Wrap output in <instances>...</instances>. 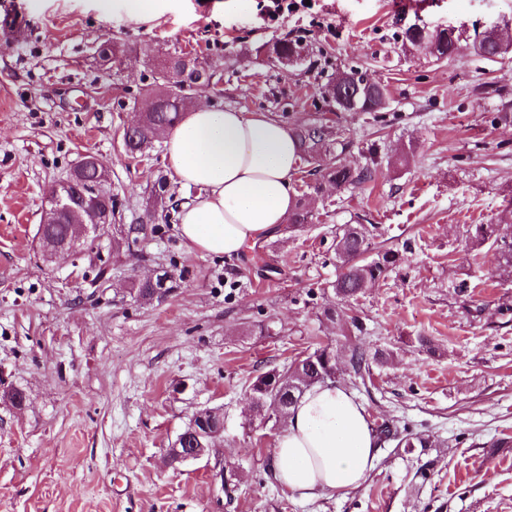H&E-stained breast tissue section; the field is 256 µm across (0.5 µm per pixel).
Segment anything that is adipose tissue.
Wrapping results in <instances>:
<instances>
[{
	"label": "adipose tissue",
	"mask_w": 512,
	"mask_h": 512,
	"mask_svg": "<svg viewBox=\"0 0 512 512\" xmlns=\"http://www.w3.org/2000/svg\"><path fill=\"white\" fill-rule=\"evenodd\" d=\"M175 0H99L103 10L142 24ZM165 159L186 186L204 194L185 204L179 233L195 253L227 259L285 224L294 206L298 149L287 124L263 112L192 105L163 133ZM378 438L370 417L343 384L309 389L290 410L270 474L285 491L312 499L359 488L373 470Z\"/></svg>",
	"instance_id": "adipose-tissue-1"
}]
</instances>
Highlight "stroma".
Segmentation results:
<instances>
[{
    "label": "stroma",
    "instance_id": "obj_1",
    "mask_svg": "<svg viewBox=\"0 0 512 512\" xmlns=\"http://www.w3.org/2000/svg\"><path fill=\"white\" fill-rule=\"evenodd\" d=\"M314 2L271 26L268 0H181L141 25L95 0H0V14L25 16L0 33V392L26 394L19 409L0 399V512H512V276L495 269L496 243L472 236L476 224L512 234V124L496 119L512 111V61L439 60L401 42L414 23L471 39L497 21L512 38V0ZM298 38L301 65L257 53ZM107 40L121 47L108 60ZM180 50L222 67L220 88L194 101L293 129L332 118L343 161H376V181L325 185L311 224L237 258L190 252L177 215L198 188L172 176L163 139L136 159L122 139L159 57ZM352 68L387 86V107L333 112L324 90ZM87 152L105 170L112 222L46 260V193ZM349 224L375 225L370 254L399 259L343 304L331 284ZM258 250L267 270L251 262ZM163 272L176 288L138 301L134 283ZM336 306L345 320H325ZM318 341L342 356L393 351L355 394L373 424L429 445L381 443L360 488L303 500L269 477L278 433L255 416L248 386ZM206 407L224 410L216 450L167 467L166 448Z\"/></svg>",
    "mask_w": 512,
    "mask_h": 512
}]
</instances>
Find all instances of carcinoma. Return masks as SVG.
Returning a JSON list of instances; mask_svg holds the SVG:
<instances>
[{
  "label": "carcinoma",
  "instance_id": "cac0c4a2",
  "mask_svg": "<svg viewBox=\"0 0 512 512\" xmlns=\"http://www.w3.org/2000/svg\"><path fill=\"white\" fill-rule=\"evenodd\" d=\"M462 32L453 27H434L412 24L402 32V44L415 50L436 46V59H448L461 53L465 46L461 44ZM473 51L490 62H499L505 59L506 54L497 50L492 41L491 32L484 31L472 42ZM304 52V45L299 40H279L265 48L268 60L276 63L291 61L299 58ZM174 60L165 56L157 66L156 78L152 92L163 96L161 106L154 112L147 114L145 119L135 128L123 132L125 151L131 157L143 154L152 146L157 131L162 127L173 126L180 118L189 100L187 91L176 80L172 79ZM300 151V158L307 162H316L314 167L317 178L303 181L304 190L295 200L293 210L288 216L291 228H302L311 223L313 215L307 208L306 197L312 193H319L322 184L331 183L336 188L355 187L368 183L375 178L377 164L372 162L362 169H352L342 163L323 165L320 160L324 156L335 154V147L346 148L342 140L330 139L331 131L323 124L303 126L294 130ZM101 172L92 162H86L80 167L78 186L87 187L99 183ZM41 239L57 243H72L73 224L67 218L60 219L54 224H44L40 228ZM373 230L364 224L348 225L338 236L337 251L341 260L336 280L332 288L336 297L343 302L357 297L364 288L383 278L390 268L397 262V254L392 250L379 252L372 258L365 257L368 237ZM166 281V286L158 287L148 279L136 284V298L149 303L163 293L176 287L168 273L160 274ZM391 353L378 350L368 354L360 347L349 348L348 370L360 377L363 372L370 369L373 363L383 364L389 360ZM341 369L337 366V349L327 344H317L311 351L295 359L290 364L265 371L251 382L249 394L254 397L256 404L253 410L257 416L266 421L273 422V427L288 424V411L294 406L304 393L312 386L334 381ZM378 438L387 441L395 440L403 448L427 447V440L422 436H402L398 430L387 425L376 429Z\"/></svg>",
  "mask_w": 512,
  "mask_h": 512
}]
</instances>
